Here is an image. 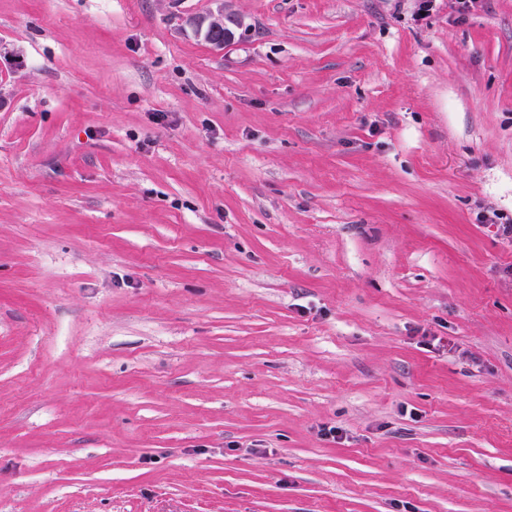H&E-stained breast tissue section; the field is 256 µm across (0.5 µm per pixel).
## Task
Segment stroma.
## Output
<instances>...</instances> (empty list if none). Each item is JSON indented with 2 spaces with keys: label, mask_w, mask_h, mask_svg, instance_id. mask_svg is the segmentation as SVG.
I'll list each match as a JSON object with an SVG mask.
<instances>
[{
  "label": "stroma",
  "mask_w": 512,
  "mask_h": 512,
  "mask_svg": "<svg viewBox=\"0 0 512 512\" xmlns=\"http://www.w3.org/2000/svg\"><path fill=\"white\" fill-rule=\"evenodd\" d=\"M494 212L512 0H0V512H512ZM192 25H195L199 31H204L205 38L216 46H222L223 44L218 41H211L212 33L221 29L225 30L226 25L224 24V12L219 10L217 13H209L206 16H200L190 20Z\"/></svg>",
  "instance_id": "obj_1"
}]
</instances>
